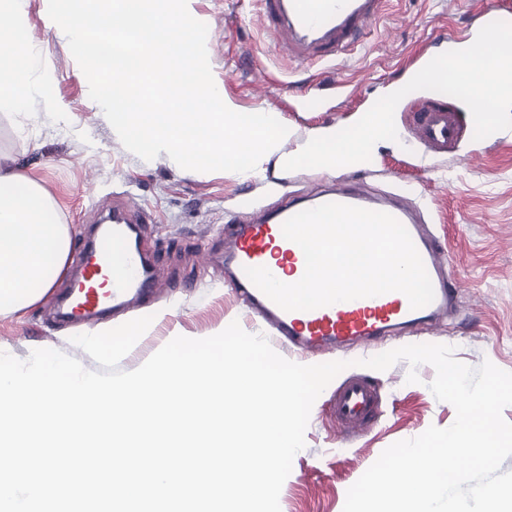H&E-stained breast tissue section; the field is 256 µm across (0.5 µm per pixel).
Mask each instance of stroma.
Returning <instances> with one entry per match:
<instances>
[{"label": "stroma", "mask_w": 512, "mask_h": 512, "mask_svg": "<svg viewBox=\"0 0 512 512\" xmlns=\"http://www.w3.org/2000/svg\"><path fill=\"white\" fill-rule=\"evenodd\" d=\"M503 0H389L385 16L351 51L346 62L331 65L289 62L255 20L258 0H192L195 19L208 27L207 52L213 76L224 95L243 112H274L292 131L299 147L324 128L355 123L388 87L405 83L406 65L421 49L437 54L454 31L476 25L477 13L500 9ZM23 32L47 60L42 96L30 112L0 111V153L38 183L54 200L51 218L68 225L80 242L92 210L108 208L125 192L151 216L141 225L143 250L155 262L154 297L128 302L112 316V325L164 311L165 316L119 363L140 367L172 337L211 335L231 322L250 334L267 327L250 316L246 297L224 282L219 265L224 228L232 210L268 204L283 193L312 196L346 179L379 194L405 185L414 188L424 214L455 275V311L429 324L380 339L375 347L308 353L307 364L355 361L379 395L375 420L362 434L344 439L331 417V393L323 391L311 409L305 446L293 459L280 493L281 512H343L346 492L394 442L422 434L429 426L446 428L454 407L437 400L429 388L431 365L417 369L418 383H407L409 365L398 361L377 371L362 359L409 344L454 346L455 358L469 366L490 361L512 371V129L478 140L469 113H461L462 136L448 153L430 152L414 134L409 106L432 98L429 90L406 95L396 107L397 141L374 146L370 161L347 169L283 170L278 155L262 157L260 173L196 172L179 167L167 153L146 161L128 151L89 97L88 82L73 58L64 34L45 25V0H27ZM352 89L336 95L337 82ZM320 97V111L306 112L304 98ZM60 110L46 109V101ZM70 277L20 313L0 316V351L24 360L37 348H51L99 365L71 341L91 325H62L54 301L68 289Z\"/></svg>", "instance_id": "1"}]
</instances>
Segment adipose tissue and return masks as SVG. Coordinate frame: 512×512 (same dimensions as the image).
I'll return each mask as SVG.
<instances>
[{"mask_svg": "<svg viewBox=\"0 0 512 512\" xmlns=\"http://www.w3.org/2000/svg\"><path fill=\"white\" fill-rule=\"evenodd\" d=\"M26 0H0V110L28 111L41 85L43 61L21 37ZM50 197L0 156V315L38 302L65 271L71 248L67 225L49 220Z\"/></svg>", "mask_w": 512, "mask_h": 512, "instance_id": "obj_1", "label": "adipose tissue"}]
</instances>
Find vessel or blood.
<instances>
[{"label":"vessel or blood","instance_id":"vessel-or-blood-1","mask_svg":"<svg viewBox=\"0 0 512 512\" xmlns=\"http://www.w3.org/2000/svg\"><path fill=\"white\" fill-rule=\"evenodd\" d=\"M387 5L388 0H262L261 23L289 59L333 63L349 54ZM415 113V132L424 144L444 151L458 140L461 126L454 110L423 103ZM325 203L395 217L409 232L430 277L432 302L414 310L403 293L394 291L310 311H286L264 295L246 276V268L266 267L282 282H297L305 271L304 253L284 237L282 225ZM147 220L143 210L121 201L113 206L111 224L94 226L91 242L78 248V285L66 298V318L91 321L108 312L109 301L150 294L151 261L130 242L132 225ZM224 280L246 294L255 315L270 328L271 341L292 354L309 347L332 352L354 343L371 345L395 330L430 320L448 308L455 294L441 249L425 232L418 212L391 199L364 195L344 182L312 199L288 198L250 220L234 213L224 248ZM375 403L372 385L356 377L337 388L333 410L341 424L356 427L373 418Z\"/></svg>","mask_w":512,"mask_h":512}]
</instances>
